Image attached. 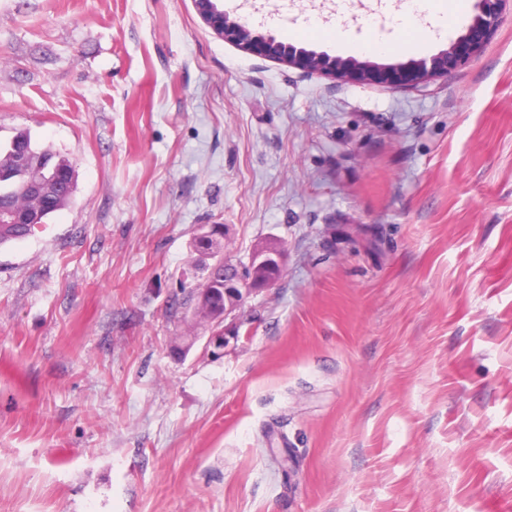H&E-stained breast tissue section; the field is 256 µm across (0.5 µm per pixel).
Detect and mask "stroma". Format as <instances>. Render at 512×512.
I'll return each instance as SVG.
<instances>
[{
	"label": "stroma",
	"mask_w": 512,
	"mask_h": 512,
	"mask_svg": "<svg viewBox=\"0 0 512 512\" xmlns=\"http://www.w3.org/2000/svg\"><path fill=\"white\" fill-rule=\"evenodd\" d=\"M441 0L445 38L475 0ZM387 0H240L335 55ZM76 169L0 246V512H512V20L411 89L307 75L192 0H0V143ZM280 247L221 327L192 241ZM223 330L213 355L206 342ZM226 235L225 227L222 224H205L201 226L194 239V251L217 257L223 252L220 250V246L223 245Z\"/></svg>",
	"instance_id": "1"
}]
</instances>
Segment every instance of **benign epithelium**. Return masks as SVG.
Masks as SVG:
<instances>
[{"label": "benign epithelium", "instance_id": "benign-epithelium-1", "mask_svg": "<svg viewBox=\"0 0 512 512\" xmlns=\"http://www.w3.org/2000/svg\"><path fill=\"white\" fill-rule=\"evenodd\" d=\"M221 0H193V6L216 35L225 41L253 54L276 59L308 73L338 78L343 81L382 87L417 86L448 76L461 64L479 56L487 42L501 26L507 12H512V0H476L475 13L465 32L450 42L448 48L428 59L399 64H378L354 58L330 57L303 47L276 40L271 35L253 32L245 23L224 13ZM226 237L221 224H205L194 239V251L216 257ZM283 252L277 247H267L256 252L248 265L239 268L224 262V281L220 288H213L211 278H206V288L197 292L203 299L216 300L222 295L220 310L210 321L219 324L225 314L242 304L255 288L273 284L282 269Z\"/></svg>", "mask_w": 512, "mask_h": 512}]
</instances>
